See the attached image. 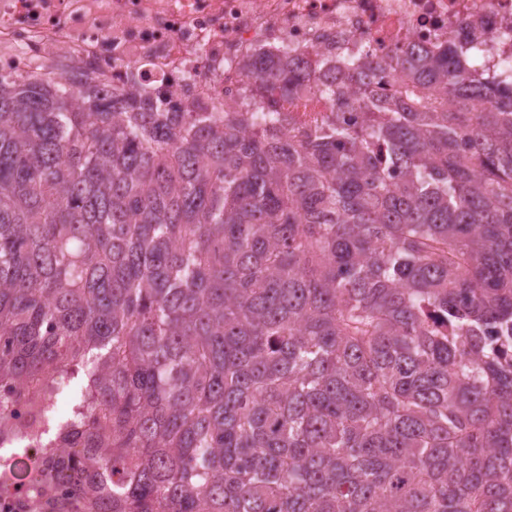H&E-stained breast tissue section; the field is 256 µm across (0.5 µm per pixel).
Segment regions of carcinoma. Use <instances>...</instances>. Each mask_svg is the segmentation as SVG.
I'll return each mask as SVG.
<instances>
[{
	"mask_svg": "<svg viewBox=\"0 0 512 512\" xmlns=\"http://www.w3.org/2000/svg\"><path fill=\"white\" fill-rule=\"evenodd\" d=\"M242 68L222 112L0 72V427L94 357L80 512H512V68ZM311 98L310 100H306ZM323 104L316 96L307 95L294 105L288 104V135L304 137L314 131L316 124H320L322 117L330 112H323Z\"/></svg>",
	"mask_w": 512,
	"mask_h": 512,
	"instance_id": "carcinoma-1",
	"label": "carcinoma"
}]
</instances>
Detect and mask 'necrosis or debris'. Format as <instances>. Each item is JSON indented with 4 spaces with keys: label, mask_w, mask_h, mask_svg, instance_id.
<instances>
[{
    "label": "necrosis or debris",
    "mask_w": 512,
    "mask_h": 512,
    "mask_svg": "<svg viewBox=\"0 0 512 512\" xmlns=\"http://www.w3.org/2000/svg\"><path fill=\"white\" fill-rule=\"evenodd\" d=\"M456 38L497 64L512 62V0H0V70L28 71L59 57L106 86H160L195 112L246 104L243 63L283 47L302 61L362 52L394 60ZM35 408L0 433V512H24L30 480L49 475L41 512H60L69 479L48 455L76 454Z\"/></svg>",
    "instance_id": "necrosis-or-debris-1"
}]
</instances>
